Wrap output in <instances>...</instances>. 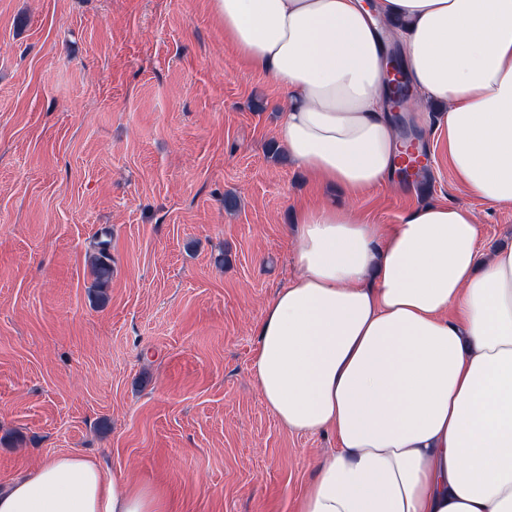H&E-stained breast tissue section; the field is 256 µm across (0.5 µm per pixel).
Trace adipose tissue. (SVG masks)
I'll return each instance as SVG.
<instances>
[{
  "label": "adipose tissue",
  "instance_id": "obj_1",
  "mask_svg": "<svg viewBox=\"0 0 512 512\" xmlns=\"http://www.w3.org/2000/svg\"><path fill=\"white\" fill-rule=\"evenodd\" d=\"M224 39L286 94L291 159L352 200L408 145L390 112L440 105L448 161L512 208V0H207ZM298 277L268 302L250 372L274 417L330 432L298 512H512V247L483 253L464 206L380 228L350 204L297 209ZM0 512H168L99 461L45 459Z\"/></svg>",
  "mask_w": 512,
  "mask_h": 512
}]
</instances>
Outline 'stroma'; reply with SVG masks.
Here are the masks:
<instances>
[{"label": "stroma", "mask_w": 512, "mask_h": 512, "mask_svg": "<svg viewBox=\"0 0 512 512\" xmlns=\"http://www.w3.org/2000/svg\"><path fill=\"white\" fill-rule=\"evenodd\" d=\"M283 98L206 0H0V488L78 454L163 487L169 512H293L336 438L288 431L249 366L298 275L294 211L345 194L268 157ZM403 118L429 179L357 216L462 205L484 252L512 245V209L459 185L438 113ZM110 241L101 242V250L91 262V274L94 283L99 288L106 287L112 279V257L108 253Z\"/></svg>", "instance_id": "stroma-1"}]
</instances>
